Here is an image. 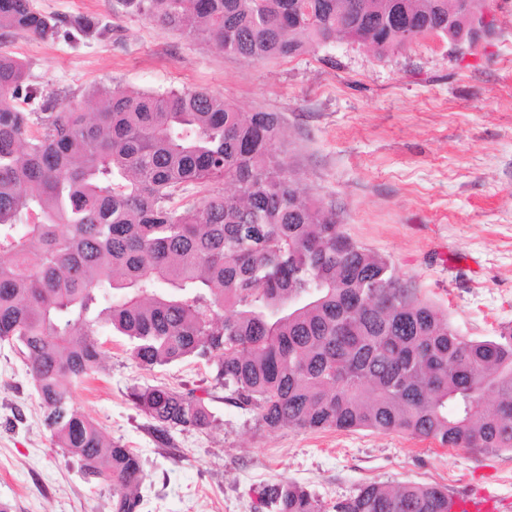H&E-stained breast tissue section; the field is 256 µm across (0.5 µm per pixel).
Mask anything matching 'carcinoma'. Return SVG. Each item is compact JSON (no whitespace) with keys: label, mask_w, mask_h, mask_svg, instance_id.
Returning <instances> with one entry per match:
<instances>
[{"label":"carcinoma","mask_w":512,"mask_h":512,"mask_svg":"<svg viewBox=\"0 0 512 512\" xmlns=\"http://www.w3.org/2000/svg\"><path fill=\"white\" fill-rule=\"evenodd\" d=\"M161 26L252 60L336 39L385 53L403 30L466 37L462 0H123ZM71 45L105 38L0 0V37ZM93 111L0 50V342L26 356L56 447L139 512L144 470L72 402L100 367L101 332L144 369L205 360L214 386L270 429L367 428L442 447L512 450V327L455 335L392 263L353 242L300 194L281 157V117L242 113L198 89L100 87ZM129 398L161 439L204 430L203 398L164 386ZM277 512H325L306 487L264 491ZM332 512H448L439 487L366 484Z\"/></svg>","instance_id":"1"}]
</instances>
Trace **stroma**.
Wrapping results in <instances>:
<instances>
[{"mask_svg":"<svg viewBox=\"0 0 512 512\" xmlns=\"http://www.w3.org/2000/svg\"><path fill=\"white\" fill-rule=\"evenodd\" d=\"M58 17L93 16L107 38L71 46L15 33L0 47L30 80L83 102L96 86L204 88L240 111L283 119L281 155L300 190L335 211L344 233L390 259L418 296L468 339L512 325V0H496L477 45L421 39L384 54L337 40L288 59L246 60L162 28L122 0H31ZM101 368L73 403L140 456L141 512H275L266 486L307 487L325 505L368 483L437 485L512 499V451L444 448L402 433L270 430L214 387L190 357L150 370L126 338L101 336ZM195 391L215 422L157 439L131 387ZM11 512H112L106 484L56 448L16 345L0 342V502Z\"/></svg>","mask_w":512,"mask_h":512,"instance_id":"1","label":"stroma"}]
</instances>
